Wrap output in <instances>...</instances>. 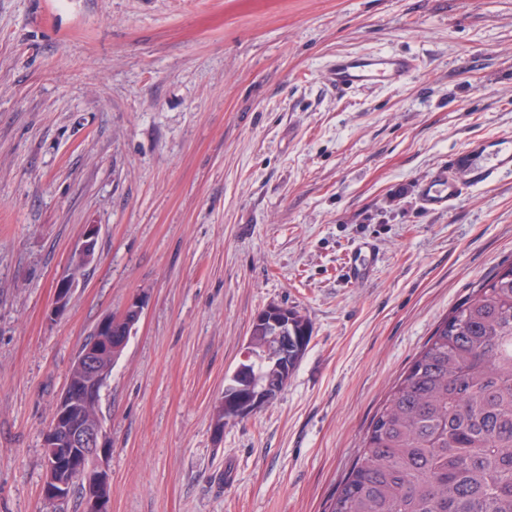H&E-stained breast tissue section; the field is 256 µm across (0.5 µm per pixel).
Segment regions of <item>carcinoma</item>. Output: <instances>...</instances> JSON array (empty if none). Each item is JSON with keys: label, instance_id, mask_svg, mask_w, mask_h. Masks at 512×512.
Segmentation results:
<instances>
[{"label": "carcinoma", "instance_id": "cac0c4a2", "mask_svg": "<svg viewBox=\"0 0 512 512\" xmlns=\"http://www.w3.org/2000/svg\"><path fill=\"white\" fill-rule=\"evenodd\" d=\"M288 322L277 358H249L224 383V412L242 420L283 390L310 341L298 311L269 307L249 346L274 345L271 321ZM329 512H512V263L499 267L441 321L373 417L360 455Z\"/></svg>", "mask_w": 512, "mask_h": 512}]
</instances>
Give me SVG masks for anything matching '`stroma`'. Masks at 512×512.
<instances>
[{
    "label": "stroma",
    "mask_w": 512,
    "mask_h": 512,
    "mask_svg": "<svg viewBox=\"0 0 512 512\" xmlns=\"http://www.w3.org/2000/svg\"><path fill=\"white\" fill-rule=\"evenodd\" d=\"M383 52L423 65L336 91L338 55ZM504 130L512 0H0V512H54L45 429L98 321L143 292L100 397L111 512H326L437 324L512 262V183L417 196ZM271 306L310 343L215 435ZM98 236V225H87L82 241L75 253V263L78 267L88 264L95 258Z\"/></svg>",
    "instance_id": "1"
}]
</instances>
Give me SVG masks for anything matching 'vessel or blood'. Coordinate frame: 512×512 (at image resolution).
I'll use <instances>...</instances> for the list:
<instances>
[{
	"mask_svg": "<svg viewBox=\"0 0 512 512\" xmlns=\"http://www.w3.org/2000/svg\"><path fill=\"white\" fill-rule=\"evenodd\" d=\"M419 67L416 58L392 53L344 55L333 69V84L345 93L374 83L397 85ZM512 175V135L479 137L451 151L418 189L421 207L429 212L449 209L469 190Z\"/></svg>",
	"mask_w": 512,
	"mask_h": 512,
	"instance_id": "vessel-or-blood-1",
	"label": "vessel or blood"
}]
</instances>
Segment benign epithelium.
<instances>
[{"instance_id": "7a95c632", "label": "benign epithelium", "mask_w": 512, "mask_h": 512, "mask_svg": "<svg viewBox=\"0 0 512 512\" xmlns=\"http://www.w3.org/2000/svg\"><path fill=\"white\" fill-rule=\"evenodd\" d=\"M98 225L86 227L75 253V263L83 266L96 255ZM74 276L58 281L53 315L62 314L71 299ZM148 296L138 294L121 312L107 314L97 323L93 339L77 355L76 374L67 380L44 434L52 463L45 468L42 487L44 499L59 501L66 495L73 475L85 485L82 512H110V475L107 466L110 439L100 417L84 415L90 405L100 401V392L107 383L112 367L124 350L131 333L147 306Z\"/></svg>"}]
</instances>
